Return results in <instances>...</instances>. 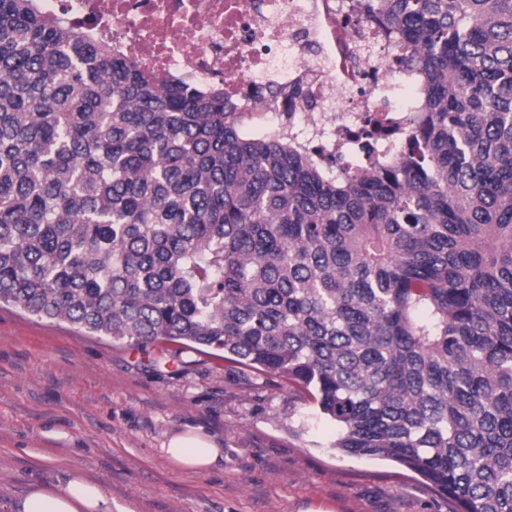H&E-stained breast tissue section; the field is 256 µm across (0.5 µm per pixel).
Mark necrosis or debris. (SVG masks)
I'll list each match as a JSON object with an SVG mask.
<instances>
[{"mask_svg":"<svg viewBox=\"0 0 512 512\" xmlns=\"http://www.w3.org/2000/svg\"><path fill=\"white\" fill-rule=\"evenodd\" d=\"M166 86L217 83L238 111L287 116L354 165L395 160L393 137L364 147L367 117L407 133L421 85L356 0H40Z\"/></svg>","mask_w":512,"mask_h":512,"instance_id":"obj_1","label":"necrosis or debris"}]
</instances>
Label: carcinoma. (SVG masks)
<instances>
[{"instance_id":"obj_1","label":"carcinoma","mask_w":512,"mask_h":512,"mask_svg":"<svg viewBox=\"0 0 512 512\" xmlns=\"http://www.w3.org/2000/svg\"><path fill=\"white\" fill-rule=\"evenodd\" d=\"M418 74L397 160L250 137L0 0V304L224 352L307 392L353 457L512 512V0H360Z\"/></svg>"}]
</instances>
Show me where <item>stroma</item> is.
Segmentation results:
<instances>
[{"label": "stroma", "instance_id": "obj_1", "mask_svg": "<svg viewBox=\"0 0 512 512\" xmlns=\"http://www.w3.org/2000/svg\"><path fill=\"white\" fill-rule=\"evenodd\" d=\"M186 427L221 440V469L173 470L160 447ZM336 434L306 392L216 350L0 308V512L70 466L136 512H449L413 472L340 454Z\"/></svg>", "mask_w": 512, "mask_h": 512}]
</instances>
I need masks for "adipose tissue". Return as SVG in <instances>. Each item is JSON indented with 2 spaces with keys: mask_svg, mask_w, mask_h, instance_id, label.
<instances>
[{
  "mask_svg": "<svg viewBox=\"0 0 512 512\" xmlns=\"http://www.w3.org/2000/svg\"><path fill=\"white\" fill-rule=\"evenodd\" d=\"M162 450L169 463L183 471L207 472L220 466L224 458L217 440L193 427L170 434ZM10 508L11 512H135L78 471L69 472L66 480L58 483H34Z\"/></svg>",
  "mask_w": 512,
  "mask_h": 512,
  "instance_id": "ef3b65f1",
  "label": "adipose tissue"
}]
</instances>
